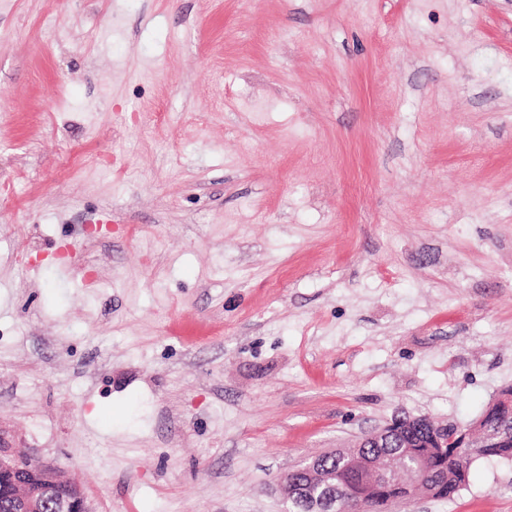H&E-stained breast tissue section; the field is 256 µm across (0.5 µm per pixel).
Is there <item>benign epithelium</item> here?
<instances>
[{
    "mask_svg": "<svg viewBox=\"0 0 512 512\" xmlns=\"http://www.w3.org/2000/svg\"><path fill=\"white\" fill-rule=\"evenodd\" d=\"M501 411H512V390H503L487 407L486 414L480 420L466 427L454 426L456 437L448 440L450 424L438 423L427 416L396 417L381 429L364 434L353 448L336 451V455L345 460L365 475L369 485L365 499L351 504L353 512H365L366 503L374 500L382 486V479L390 470H398L408 475L409 483L414 492L422 491L430 497L448 484V464L439 465L426 455L391 456L381 461L372 462L361 455L364 448H386L393 440H398L404 448L412 447L408 431L426 428L431 444L438 448L452 446L464 448L472 441L482 437L491 439L494 436L488 415ZM36 462L39 470L40 496H35L32 485L16 482L11 490V497L21 512H34L38 509V498H48L52 503V512H94L80 484L65 472L35 461L30 454H17L12 448H0V472L18 471L30 462ZM278 487L284 500L291 507L298 509L305 504L313 512H336L337 501L342 491L336 488L316 461L282 475Z\"/></svg>",
    "mask_w": 512,
    "mask_h": 512,
    "instance_id": "obj_1",
    "label": "benign epithelium"
}]
</instances>
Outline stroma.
Returning a JSON list of instances; mask_svg holds the SVG:
<instances>
[{
  "instance_id": "1",
  "label": "stroma",
  "mask_w": 512,
  "mask_h": 512,
  "mask_svg": "<svg viewBox=\"0 0 512 512\" xmlns=\"http://www.w3.org/2000/svg\"><path fill=\"white\" fill-rule=\"evenodd\" d=\"M512 387V0H0V445L95 512ZM387 512H512V460Z\"/></svg>"
}]
</instances>
